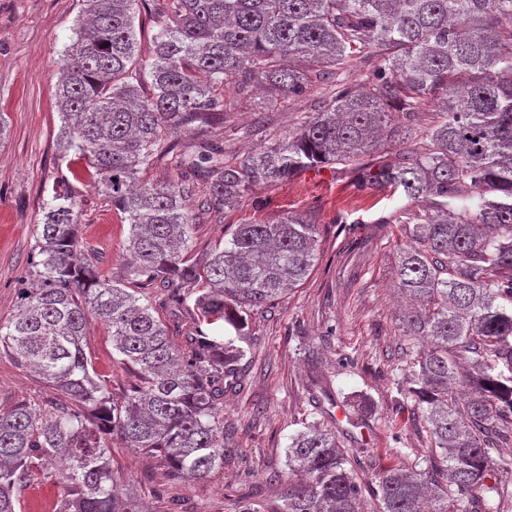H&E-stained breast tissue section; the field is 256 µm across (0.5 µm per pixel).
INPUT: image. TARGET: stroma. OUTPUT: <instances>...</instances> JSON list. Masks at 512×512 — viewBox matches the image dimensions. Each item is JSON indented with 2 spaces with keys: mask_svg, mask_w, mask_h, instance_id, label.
<instances>
[{
  "mask_svg": "<svg viewBox=\"0 0 512 512\" xmlns=\"http://www.w3.org/2000/svg\"><path fill=\"white\" fill-rule=\"evenodd\" d=\"M83 9V0H0V117L6 122L0 136V321L15 312L34 229L53 185L68 182L78 196L80 233L96 251L100 270L116 274L125 263L128 225L88 175L73 177L57 149L55 85ZM327 95L317 81L294 99L227 88L224 124L208 137L223 146L226 162H235L297 128ZM420 208L391 189L361 186L353 165L334 164L254 188L222 216H199L188 249L196 258L227 242L235 225L305 215L317 229L314 266L304 282L248 316L246 383L224 392V425L244 456L228 458L205 479L183 481L171 478L162 457L116 440L117 484L137 486L151 512H235L243 499L270 510L288 482L291 436L357 394L363 405L349 414L371 437L364 451L350 439L344 446L373 512L382 470L410 465L430 448L420 412L394 385L408 348L394 271L398 245L406 240L403 227ZM87 346L114 401L141 385L139 373L113 350L105 325L92 323ZM60 399L35 373L0 356V409L27 401L48 412ZM61 493L33 471L16 510L53 512Z\"/></svg>",
  "mask_w": 512,
  "mask_h": 512,
  "instance_id": "obj_1",
  "label": "stroma"
}]
</instances>
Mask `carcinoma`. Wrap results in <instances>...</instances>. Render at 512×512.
Wrapping results in <instances>:
<instances>
[{"instance_id": "cac0c4a2", "label": "carcinoma", "mask_w": 512, "mask_h": 512, "mask_svg": "<svg viewBox=\"0 0 512 512\" xmlns=\"http://www.w3.org/2000/svg\"><path fill=\"white\" fill-rule=\"evenodd\" d=\"M142 0H84L55 86L61 160L81 159L94 188L129 224L122 275L93 263L78 235L80 203L53 190L33 245L31 277L16 311L0 322V354L60 390L54 418L22 402L0 410V512H16L32 468L62 486L59 512H148L114 490L110 437L159 454L171 477H208L241 456L224 428V384L244 387L247 313L310 274L316 226L302 215L238 224L228 245L200 262L186 256L197 213L239 206L261 185L308 168L361 161L386 142L394 158L361 166L372 187L428 200L412 244L400 252L398 287L417 306L409 340L427 345L401 366L397 391L421 410L429 455L385 469L377 512H500L512 497L491 481L512 460V0H156L153 51L135 31ZM364 52L362 84L340 79ZM330 99L294 134L224 161L203 138L224 119V92L265 83L296 97L310 75ZM443 112L427 142L412 141L416 106ZM194 129L184 145L167 137ZM168 158L209 184L197 210L188 188L142 181ZM166 292L193 315L176 344L138 290ZM143 385L113 401L86 352L91 321ZM215 326L213 334L201 324ZM470 371L461 372L463 365ZM288 484L274 512H365L352 458L335 428L314 422L291 437Z\"/></svg>"}]
</instances>
